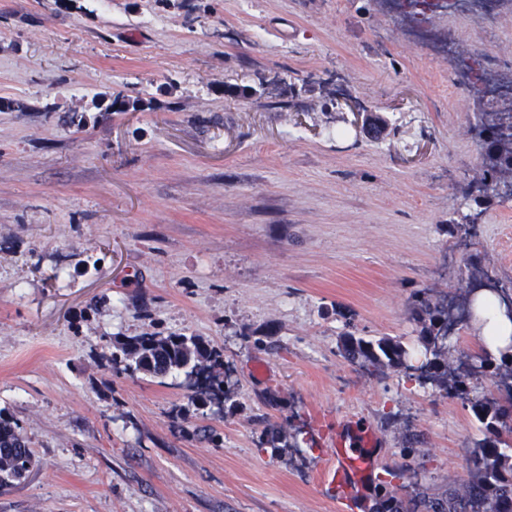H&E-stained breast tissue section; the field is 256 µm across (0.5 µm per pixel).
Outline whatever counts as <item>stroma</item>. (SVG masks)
Here are the masks:
<instances>
[{
    "mask_svg": "<svg viewBox=\"0 0 512 512\" xmlns=\"http://www.w3.org/2000/svg\"><path fill=\"white\" fill-rule=\"evenodd\" d=\"M434 26L512 62V14ZM119 94L150 106L100 112ZM467 97L377 0H0V409L38 459L0 512H364L318 483L351 424L376 473L413 440L401 484L466 479L469 407L340 345H416L412 293L457 294L472 253L512 278V202L469 248L448 234L479 164ZM156 326L223 352V415L183 374L113 375L110 337ZM340 350L346 359L357 363L370 375L383 374L387 368L402 366L411 356V349L392 337L366 340L347 334Z\"/></svg>",
    "mask_w": 512,
    "mask_h": 512,
    "instance_id": "1",
    "label": "stroma"
}]
</instances>
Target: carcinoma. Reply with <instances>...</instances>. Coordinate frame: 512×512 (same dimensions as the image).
I'll use <instances>...</instances> for the list:
<instances>
[{
    "label": "carcinoma",
    "mask_w": 512,
    "mask_h": 512,
    "mask_svg": "<svg viewBox=\"0 0 512 512\" xmlns=\"http://www.w3.org/2000/svg\"><path fill=\"white\" fill-rule=\"evenodd\" d=\"M137 98L115 97L106 112H123L127 107L145 106ZM485 152L480 161L476 188L468 196L469 213L462 221L448 225V234L465 242L472 238L480 217L493 202L512 201V193L501 192L512 182V137L483 128ZM488 281L492 292H512V280L505 281L494 270L480 263L472 264L461 278L465 288L466 316H472V295ZM412 313L420 324L418 344L424 350L419 366L410 365L409 378L420 385L430 383L446 397L470 401L471 411L483 429V438L468 450L467 478L440 492L415 484L404 487L381 483L375 487L372 512H512V347L493 355L479 348L476 365L465 364L460 373H449L448 356L454 347L448 342V297H435L426 290L413 294ZM112 368L117 375L134 377L139 373L164 378L181 372L203 403L224 405L223 355L194 336L146 333L125 339H113ZM342 355L370 375L399 367L411 356V349L392 337L367 340L351 334L344 336ZM494 377L496 391L480 399H469L470 380ZM36 464L33 452L21 427L10 413L0 410V488L25 476Z\"/></svg>",
    "instance_id": "1"
}]
</instances>
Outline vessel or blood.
<instances>
[{"mask_svg": "<svg viewBox=\"0 0 512 512\" xmlns=\"http://www.w3.org/2000/svg\"><path fill=\"white\" fill-rule=\"evenodd\" d=\"M379 438L370 429L356 430L354 435L337 434L332 451L321 470V480L344 493L354 494L368 477Z\"/></svg>", "mask_w": 512, "mask_h": 512, "instance_id": "b4317fda", "label": "vessel or blood"}]
</instances>
